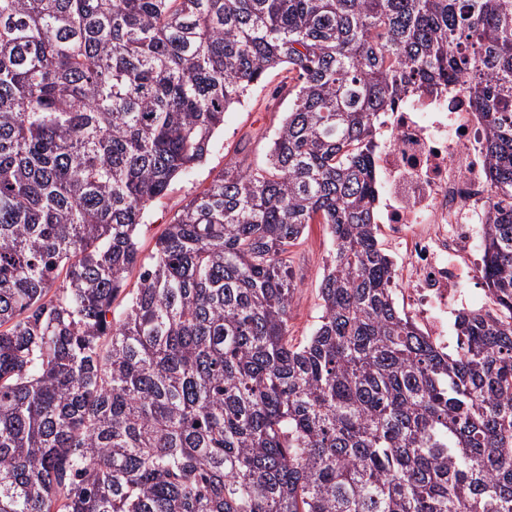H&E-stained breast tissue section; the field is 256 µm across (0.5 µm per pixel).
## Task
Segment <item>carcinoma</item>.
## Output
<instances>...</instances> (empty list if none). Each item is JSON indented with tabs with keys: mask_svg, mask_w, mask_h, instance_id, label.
Returning <instances> with one entry per match:
<instances>
[{
	"mask_svg": "<svg viewBox=\"0 0 512 512\" xmlns=\"http://www.w3.org/2000/svg\"><path fill=\"white\" fill-rule=\"evenodd\" d=\"M273 69L265 163L141 262L144 213ZM459 82L492 307L453 356L395 306L373 157L383 113ZM309 224L334 254L296 344ZM0 512H512V0H0Z\"/></svg>",
	"mask_w": 512,
	"mask_h": 512,
	"instance_id": "cac0c4a2",
	"label": "carcinoma"
}]
</instances>
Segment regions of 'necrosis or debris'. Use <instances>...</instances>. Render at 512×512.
Instances as JSON below:
<instances>
[{
  "mask_svg": "<svg viewBox=\"0 0 512 512\" xmlns=\"http://www.w3.org/2000/svg\"><path fill=\"white\" fill-rule=\"evenodd\" d=\"M381 126L387 136L373 159L377 221L388 226L410 270L407 300L438 341L448 331L449 305L461 296L460 259L489 214L485 126L460 89L388 113Z\"/></svg>",
  "mask_w": 512,
  "mask_h": 512,
  "instance_id": "4bbe7bcc",
  "label": "necrosis or debris"
}]
</instances>
